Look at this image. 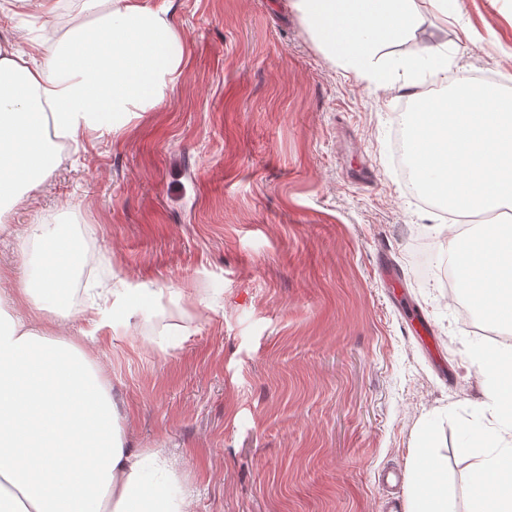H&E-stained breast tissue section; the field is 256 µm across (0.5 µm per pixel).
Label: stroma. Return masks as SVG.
Returning a JSON list of instances; mask_svg holds the SVG:
<instances>
[{"instance_id": "1", "label": "stroma", "mask_w": 512, "mask_h": 512, "mask_svg": "<svg viewBox=\"0 0 512 512\" xmlns=\"http://www.w3.org/2000/svg\"><path fill=\"white\" fill-rule=\"evenodd\" d=\"M186 43L174 91L120 132L79 137L0 223V286L19 287L35 216L81 257L61 333L93 288L155 296L95 354L127 441L180 457L191 512H384L421 425L486 406L471 333L436 270L464 216L413 198L394 158L410 97L335 65L286 0H153ZM398 46L459 50L465 78L512 88V0H420ZM75 16L0 14L25 51ZM433 330L438 355L418 337ZM456 512L476 458L441 428Z\"/></svg>"}]
</instances>
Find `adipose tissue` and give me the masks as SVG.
<instances>
[{"label": "adipose tissue", "mask_w": 512, "mask_h": 512, "mask_svg": "<svg viewBox=\"0 0 512 512\" xmlns=\"http://www.w3.org/2000/svg\"><path fill=\"white\" fill-rule=\"evenodd\" d=\"M91 25L20 54L0 46V223L63 161L58 139L123 129L172 93L186 57L164 7L149 0H79ZM41 261L21 288L0 292V512H190L180 463L129 447L112 386L86 348L97 330L137 315L145 288H113L84 311L88 331L60 338L51 312L66 302L78 262L71 240L29 226ZM450 263L476 307L512 324V220L456 233Z\"/></svg>", "instance_id": "adipose-tissue-1"}]
</instances>
